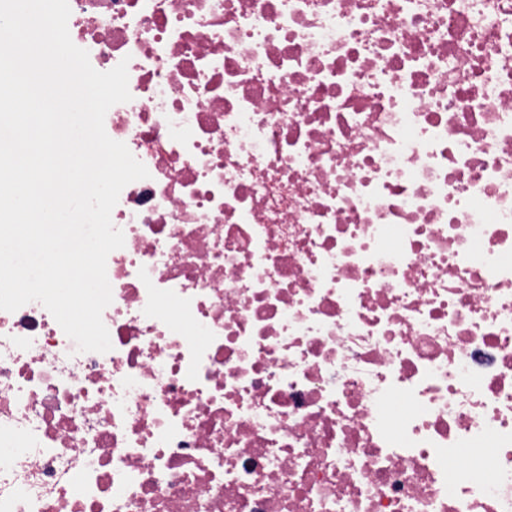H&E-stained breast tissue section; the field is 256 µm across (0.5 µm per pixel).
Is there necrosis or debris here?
Segmentation results:
<instances>
[{
  "label": "necrosis or debris",
  "instance_id": "4bbe7bcc",
  "mask_svg": "<svg viewBox=\"0 0 512 512\" xmlns=\"http://www.w3.org/2000/svg\"><path fill=\"white\" fill-rule=\"evenodd\" d=\"M69 5L150 176L110 351L0 310V512H512V0Z\"/></svg>",
  "mask_w": 512,
  "mask_h": 512
}]
</instances>
